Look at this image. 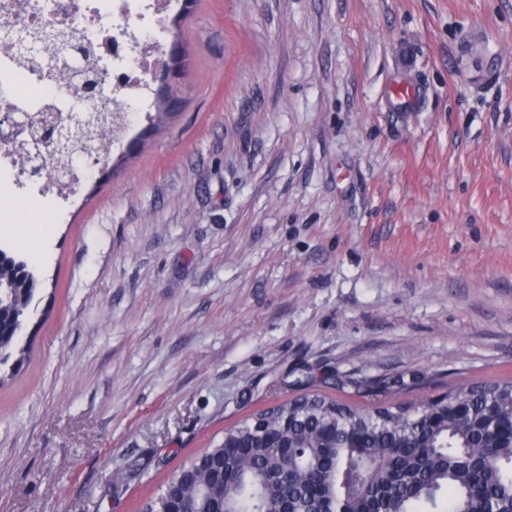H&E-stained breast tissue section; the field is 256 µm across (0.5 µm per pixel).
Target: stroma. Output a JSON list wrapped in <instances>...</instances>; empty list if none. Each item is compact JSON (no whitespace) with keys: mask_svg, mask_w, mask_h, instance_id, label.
Instances as JSON below:
<instances>
[{"mask_svg":"<svg viewBox=\"0 0 512 512\" xmlns=\"http://www.w3.org/2000/svg\"><path fill=\"white\" fill-rule=\"evenodd\" d=\"M171 114L19 208L0 512H142L299 394L512 378V0H181ZM411 88V100L395 90ZM8 260L11 264L9 266H3L2 263ZM21 278V284H25L27 287L25 291L18 294L15 312L20 313L21 316H26L29 312V308L33 302L35 296V290L39 286L40 282L35 273L30 269L29 264L25 260H18L15 256L6 253L0 248V278L1 281L7 278ZM20 334L4 335L3 340L0 334V366L5 365L11 358H15L16 367H21L24 364L26 352L25 345L21 346V343L25 336L21 337Z\"/></svg>","mask_w":512,"mask_h":512,"instance_id":"obj_1","label":"stroma"}]
</instances>
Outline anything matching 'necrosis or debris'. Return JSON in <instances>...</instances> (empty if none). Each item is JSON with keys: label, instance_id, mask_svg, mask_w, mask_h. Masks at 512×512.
Returning a JSON list of instances; mask_svg holds the SVG:
<instances>
[{"label": "necrosis or debris", "instance_id": "4bbe7bcc", "mask_svg": "<svg viewBox=\"0 0 512 512\" xmlns=\"http://www.w3.org/2000/svg\"><path fill=\"white\" fill-rule=\"evenodd\" d=\"M0 21L18 22L31 27L47 24L72 32L79 41L90 45L97 67L107 68L111 79L102 88L103 96L116 100L120 106L138 104L148 110L145 96L152 64L161 43L143 36L144 26L161 30L162 13L144 17L138 0H48L43 9H33L32 0H0ZM8 73L17 96L28 99L32 113H39L45 102L68 109L70 94L58 83L45 82L37 72L18 67L16 62L1 63L0 74ZM44 163L20 158L17 154L0 153V195L15 201L38 202L48 193L77 191L85 177L80 167L70 168L65 183L47 176Z\"/></svg>", "mask_w": 512, "mask_h": 512}]
</instances>
